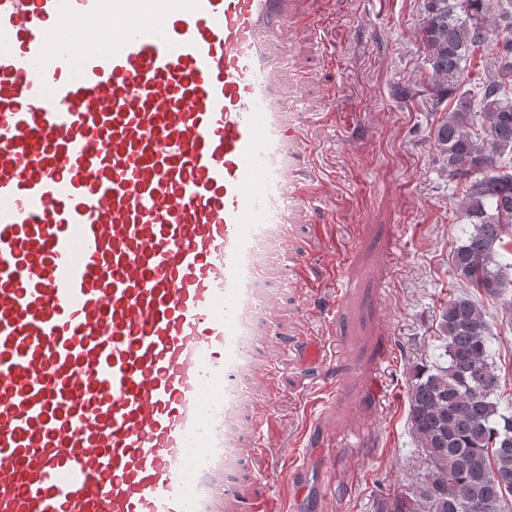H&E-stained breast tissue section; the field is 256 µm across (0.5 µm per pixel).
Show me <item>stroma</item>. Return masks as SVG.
<instances>
[{
    "instance_id": "stroma-1",
    "label": "stroma",
    "mask_w": 512,
    "mask_h": 512,
    "mask_svg": "<svg viewBox=\"0 0 512 512\" xmlns=\"http://www.w3.org/2000/svg\"><path fill=\"white\" fill-rule=\"evenodd\" d=\"M299 16L303 29L283 36L290 61L279 83L300 100L288 153L316 174L318 197L296 210L288 251L261 289L274 336L327 341L328 363L314 372L274 336L253 337L233 432L245 448L265 421L276 433L225 474L247 497L262 490L257 476L272 474L278 512H291L286 475L297 466L312 512H376L412 482L408 381L431 356L440 306L457 285L459 190L433 160L441 113L423 66L422 0H299ZM299 259L309 284L284 273ZM485 307L512 399V316Z\"/></svg>"
}]
</instances>
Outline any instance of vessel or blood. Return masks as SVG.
Listing matches in <instances>:
<instances>
[{
	"mask_svg": "<svg viewBox=\"0 0 512 512\" xmlns=\"http://www.w3.org/2000/svg\"><path fill=\"white\" fill-rule=\"evenodd\" d=\"M292 0H0V512H224ZM193 482H186L187 466Z\"/></svg>",
	"mask_w": 512,
	"mask_h": 512,
	"instance_id": "1",
	"label": "vessel or blood"
}]
</instances>
